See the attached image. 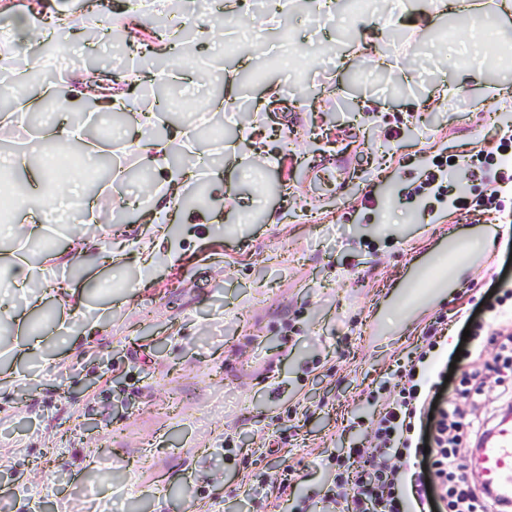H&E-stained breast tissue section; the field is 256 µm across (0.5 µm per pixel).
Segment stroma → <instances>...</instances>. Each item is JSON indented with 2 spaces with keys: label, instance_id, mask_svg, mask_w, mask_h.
<instances>
[{
  "label": "stroma",
  "instance_id": "35a3bbf8",
  "mask_svg": "<svg viewBox=\"0 0 512 512\" xmlns=\"http://www.w3.org/2000/svg\"><path fill=\"white\" fill-rule=\"evenodd\" d=\"M466 17L448 42L442 0H372L369 20L344 10L312 26L313 0H200L186 29L192 68L173 60L157 67L145 55L153 17L125 32L123 55L87 39L82 28L60 33L38 61L42 80L27 83V100L46 91L66 95L64 112L31 125L14 116L22 155L11 178L18 210L48 224L47 238L16 245L0 236V276L13 252L39 274L27 312L41 354L16 356V324L0 335V371L15 374L0 388V512H269L247 501L257 480L285 482L292 497L319 500L330 485L334 456L374 438L378 410L399 381L397 368L414 356L425 328L449 317L434 372L457 407L470 446L475 422L496 424L512 403V371L498 345L476 350L455 322L458 312L487 321L494 288L512 289V227L501 216L497 235L464 246L419 301L405 298L410 265L429 257L445 226L468 238L472 214L453 207L470 195L469 162L495 146L498 127L512 125V68L484 66L469 75L464 52H477L474 28L494 21L503 50L512 49V15ZM27 0H0V27L10 29L20 60H28ZM240 41L223 55L217 38ZM84 48L62 63L70 43ZM113 94L140 107L145 76L163 74L183 100L150 104L151 126L126 123L121 137L99 144L112 157L99 193L136 197L128 178L140 163L138 140L151 138L191 160L212 202L206 223L176 197L153 193L168 209V239L151 271L135 261L144 220L89 225L85 251L68 260L73 243L57 215L41 163L54 148L49 132L84 111L76 94L88 61ZM278 96L268 97L271 85ZM237 111H224L225 99ZM220 124L224 142L202 139ZM458 160L446 198L419 185L437 160ZM346 161L336 192L315 190L313 170ZM126 260L101 264L99 253ZM61 258H54V251ZM68 281L78 294L57 296ZM92 334L76 352L55 332ZM482 367L480 393L463 390L464 372Z\"/></svg>",
  "mask_w": 512,
  "mask_h": 512
}]
</instances>
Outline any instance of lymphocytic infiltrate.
<instances>
[{"instance_id":"f902f5d3","label":"lymphocytic infiltrate","mask_w":512,"mask_h":512,"mask_svg":"<svg viewBox=\"0 0 512 512\" xmlns=\"http://www.w3.org/2000/svg\"><path fill=\"white\" fill-rule=\"evenodd\" d=\"M485 191L459 198L461 206L504 213L505 187L512 185V167L484 158ZM437 326H429L423 346L404 371L405 381L376 419L375 442L369 448H352L348 454L357 466L337 472L324 502L342 498L346 512H492L484 484L470 481L458 461L460 423L456 409L438 396L430 382V367L438 355ZM438 418L427 435L415 432V419L427 410ZM427 454L418 471L407 472L379 464V457Z\"/></svg>"}]
</instances>
